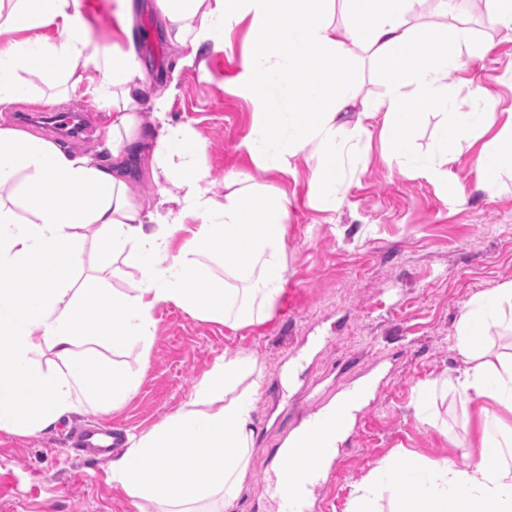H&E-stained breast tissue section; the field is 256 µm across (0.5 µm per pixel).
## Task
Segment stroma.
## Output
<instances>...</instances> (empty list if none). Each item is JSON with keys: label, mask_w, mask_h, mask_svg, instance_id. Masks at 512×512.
<instances>
[{"label": "stroma", "mask_w": 512, "mask_h": 512, "mask_svg": "<svg viewBox=\"0 0 512 512\" xmlns=\"http://www.w3.org/2000/svg\"><path fill=\"white\" fill-rule=\"evenodd\" d=\"M86 3L90 39L106 48L134 43L149 85L168 96L169 117L203 141L199 165L210 195L223 198L229 173L287 190L288 282L297 297L280 301L270 320L237 329L158 306L148 352L115 356L131 369L146 370L121 409L88 407L26 437L0 432V512H139L133 499L112 485L109 462L68 452L72 431L86 424L150 430L174 413L215 358L227 353L250 355L263 384L286 383L282 398L265 394L257 404L251 469L233 512H277L275 495L263 483L275 471L296 414L328 404L367 379L381 384L376 404L316 492L330 512H346L370 473L404 452L458 464L476 454L477 410L463 412L457 397L448 396L438 405L448 422L443 433L417 418L410 402L418 384L454 378L464 368L454 336L472 297L512 281V174H503L487 193L477 189L472 167L473 151L486 137L473 149L455 152L444 182L388 165L379 136L382 120L372 111L389 75L384 66L361 58L354 110L367 113L373 136L354 155L335 208H316L306 167L293 176L266 172L241 147L252 112L235 82L250 49L246 26L235 29L230 47L210 52V78L204 81L196 67L178 66L155 0H133L129 36L119 24L118 0ZM459 3L486 54L448 75V93L461 112L480 107L486 97L497 100L499 111L512 112V42L504 41L486 9L470 0ZM77 275L103 278L110 288L134 285L131 268L108 265L91 235Z\"/></svg>", "instance_id": "1"}]
</instances>
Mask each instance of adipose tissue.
Segmentation results:
<instances>
[{"mask_svg":"<svg viewBox=\"0 0 512 512\" xmlns=\"http://www.w3.org/2000/svg\"><path fill=\"white\" fill-rule=\"evenodd\" d=\"M424 0H156L168 40L188 64L207 73L209 49L246 26L252 47L237 89L252 108L241 147L267 172L293 175L305 164L314 201L336 204L346 162L371 132L350 121L360 94L361 54L389 70L377 105L389 160L431 179L460 141L492 140L474 157L478 186L492 190L512 171V115L499 121L493 99L460 112L442 77L462 69L477 47L466 22L417 23ZM342 7L349 26L332 22ZM83 0H0V112L25 104L50 110L70 95L87 96L112 120L94 152L63 148L0 123V432L27 436L90 405L119 409L138 390L144 369L105 361V351L149 348L160 304L236 329L271 319L288 280L286 190L229 174L224 197L210 196L197 165L201 141L172 123L164 98L150 89L135 49L93 46ZM59 28L51 42L29 37ZM445 120L428 152L405 147L423 110ZM152 111V131L140 117ZM158 181L159 208L144 211L134 173ZM95 227L101 251L133 267L136 288L75 281L84 232ZM222 272H215V265ZM512 324V282L474 296L456 327L466 366L451 389L463 408L478 405L479 456L463 465L406 457L384 463L358 487L349 512H512V352H493L486 332ZM56 361L43 365V350ZM261 372L243 353L216 357L188 401L149 431L127 436L112 461V481L136 505L159 512H232L249 474ZM179 467H169L171 458Z\"/></svg>","mask_w":512,"mask_h":512,"instance_id":"adipose-tissue-1","label":"adipose tissue"}]
</instances>
